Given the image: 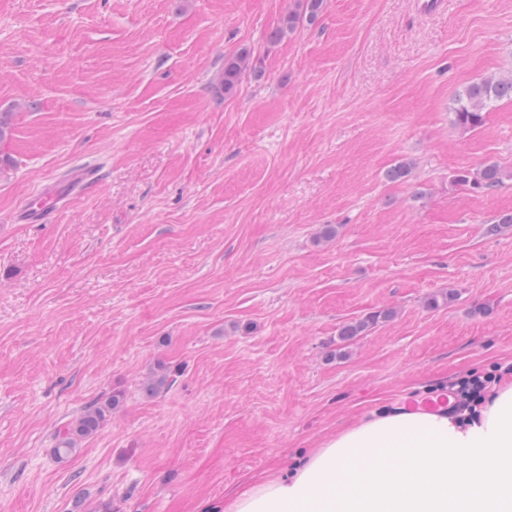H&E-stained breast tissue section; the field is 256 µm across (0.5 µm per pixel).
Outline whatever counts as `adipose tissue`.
I'll return each instance as SVG.
<instances>
[{
    "label": "adipose tissue",
    "instance_id": "1",
    "mask_svg": "<svg viewBox=\"0 0 512 512\" xmlns=\"http://www.w3.org/2000/svg\"><path fill=\"white\" fill-rule=\"evenodd\" d=\"M224 512H512V376L462 419L369 413L279 474L242 480Z\"/></svg>",
    "mask_w": 512,
    "mask_h": 512
}]
</instances>
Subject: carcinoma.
Listing matches in <instances>:
<instances>
[{"instance_id":"1","label":"carcinoma","mask_w":512,"mask_h":512,"mask_svg":"<svg viewBox=\"0 0 512 512\" xmlns=\"http://www.w3.org/2000/svg\"><path fill=\"white\" fill-rule=\"evenodd\" d=\"M300 10H291L285 17L286 28L292 30L301 22H315L323 9L324 0H299ZM284 28V29H286ZM284 29L279 27L270 33L269 39L276 42L284 35ZM252 69L250 51L242 49L235 55L224 58V94H232L247 72ZM504 100L512 101V75L508 77H487L471 83L457 95L453 103V113L456 123L465 129L480 128L485 119V113L496 107ZM512 174L503 171L494 163H486L474 172L462 171L455 175L454 181L470 185L472 188L487 192L498 188L504 179ZM120 402L119 396L114 395L100 406H93L83 413L68 429L67 434L58 440L54 453L64 459L72 451L73 441L86 438L97 432L103 424L106 413L112 411Z\"/></svg>"}]
</instances>
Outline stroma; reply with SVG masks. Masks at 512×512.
<instances>
[{
  "label": "stroma",
  "instance_id": "35a3bbf8",
  "mask_svg": "<svg viewBox=\"0 0 512 512\" xmlns=\"http://www.w3.org/2000/svg\"><path fill=\"white\" fill-rule=\"evenodd\" d=\"M421 2L325 0L273 43L296 0H0V512H222L368 408L512 359V224L488 231L512 177L454 180L512 174V101L450 110L512 73V0ZM252 64L251 54L247 49H242L233 56L225 57L223 75L225 95H230L237 89L246 73L251 71ZM504 100L512 101V75L473 82L454 100L455 121L464 129H478L484 123L485 113ZM512 174L503 171L497 164L486 163L475 172L462 171L455 175V182L470 185L473 189L487 192L498 188L504 179L511 178ZM119 402V396L112 395L105 404L90 407L85 411L68 429L67 434L58 440L57 448H54L57 457L64 459L72 453L75 449L72 448L75 438H86L95 434L103 424L106 413L112 411Z\"/></svg>",
  "mask_w": 512,
  "mask_h": 512
}]
</instances>
